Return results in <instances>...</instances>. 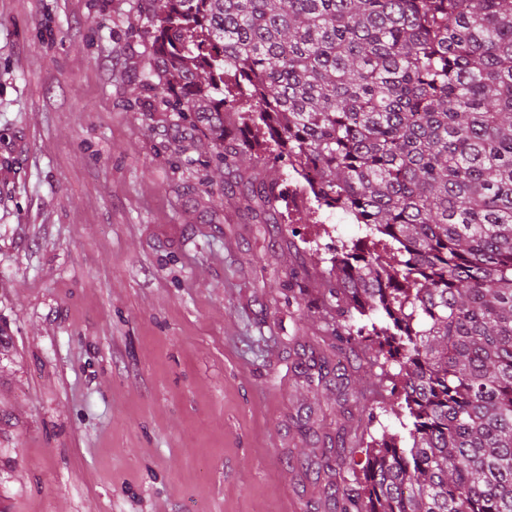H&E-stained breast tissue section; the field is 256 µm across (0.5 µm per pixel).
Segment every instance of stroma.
Returning a JSON list of instances; mask_svg holds the SVG:
<instances>
[{
  "label": "stroma",
  "instance_id": "1",
  "mask_svg": "<svg viewBox=\"0 0 512 512\" xmlns=\"http://www.w3.org/2000/svg\"><path fill=\"white\" fill-rule=\"evenodd\" d=\"M138 0H0V512H313L314 437L400 431L364 347L346 402L322 293L352 219L251 209L198 126L152 109Z\"/></svg>",
  "mask_w": 512,
  "mask_h": 512
}]
</instances>
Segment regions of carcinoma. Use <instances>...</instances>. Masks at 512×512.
<instances>
[{
  "label": "carcinoma",
  "mask_w": 512,
  "mask_h": 512,
  "mask_svg": "<svg viewBox=\"0 0 512 512\" xmlns=\"http://www.w3.org/2000/svg\"><path fill=\"white\" fill-rule=\"evenodd\" d=\"M163 112L230 168L263 137L366 234L336 246V349L399 364L405 433L312 452L336 512H512V0H148Z\"/></svg>",
  "instance_id": "1"
}]
</instances>
